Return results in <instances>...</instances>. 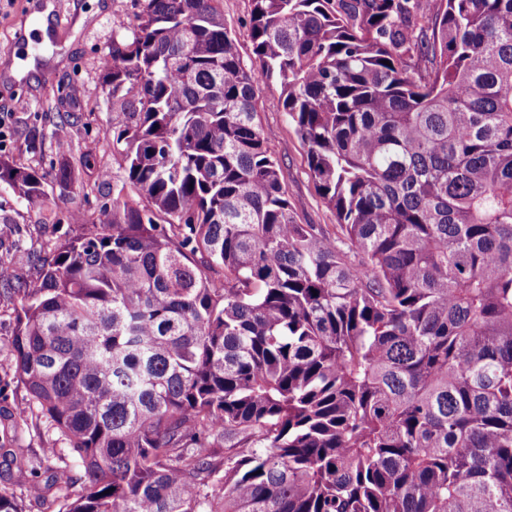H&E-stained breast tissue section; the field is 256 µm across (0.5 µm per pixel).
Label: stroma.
<instances>
[{"label": "stroma", "mask_w": 512, "mask_h": 512, "mask_svg": "<svg viewBox=\"0 0 512 512\" xmlns=\"http://www.w3.org/2000/svg\"><path fill=\"white\" fill-rule=\"evenodd\" d=\"M35 2L0 0V65L7 61L18 33L32 22ZM220 7L244 65H251L250 0H221ZM140 10L141 0H60L62 20L72 23V30L46 48L44 58L38 59L36 71L23 86L0 87V155L42 169L48 197L59 193L55 179V169L62 161L57 150L59 138L67 139L70 158L87 152L96 165L112 163L113 114L99 61L112 49L113 21L133 26ZM45 69L52 70V81L42 79ZM278 97L276 86L258 89V119L274 133L269 148L283 163V184L297 219L303 224L335 223L334 212L314 189L305 150ZM69 192L75 208L92 221L97 219L101 205L111 199L112 185L95 183L88 170L77 166ZM81 231V225L71 218L48 216L0 184V264L8 269L7 280L0 281V411L12 412L27 404V392L14 372L10 345L16 303L12 291L38 277L37 255L55 243L75 238ZM20 250L29 258L18 263L14 255ZM44 477L41 471L22 474L16 468L0 465V488L13 493L24 512H59L61 504L55 492L39 500L29 494L30 485Z\"/></svg>", "instance_id": "obj_1"}]
</instances>
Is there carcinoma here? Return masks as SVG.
<instances>
[{"instance_id": "1", "label": "carcinoma", "mask_w": 512, "mask_h": 512, "mask_svg": "<svg viewBox=\"0 0 512 512\" xmlns=\"http://www.w3.org/2000/svg\"><path fill=\"white\" fill-rule=\"evenodd\" d=\"M143 0L112 203L17 289L62 512H512V0ZM271 82L336 216L300 224ZM44 174L0 156L32 206ZM0 457L33 468L16 430ZM220 7L224 13L225 23L235 36L243 64L250 67L254 57L252 54V41L248 26L250 1L221 0Z\"/></svg>"}]
</instances>
